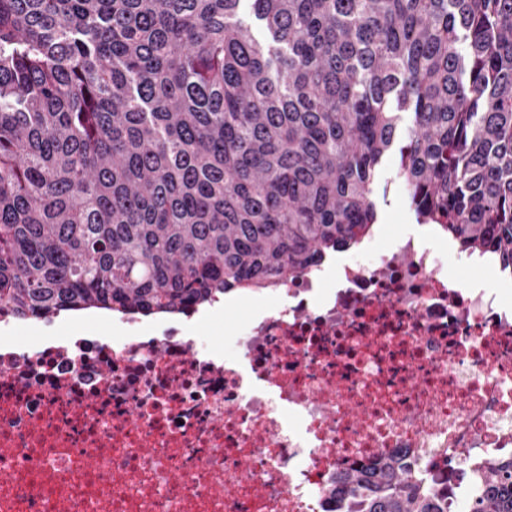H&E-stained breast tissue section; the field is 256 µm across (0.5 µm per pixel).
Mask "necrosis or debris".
I'll return each instance as SVG.
<instances>
[{"instance_id":"necrosis-or-debris-1","label":"necrosis or debris","mask_w":512,"mask_h":512,"mask_svg":"<svg viewBox=\"0 0 512 512\" xmlns=\"http://www.w3.org/2000/svg\"><path fill=\"white\" fill-rule=\"evenodd\" d=\"M281 283L214 351L203 321L0 333V512H336V478L397 457L449 507L512 458V307L400 235Z\"/></svg>"}]
</instances>
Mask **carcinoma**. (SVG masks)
<instances>
[{"label": "carcinoma", "mask_w": 512, "mask_h": 512, "mask_svg": "<svg viewBox=\"0 0 512 512\" xmlns=\"http://www.w3.org/2000/svg\"><path fill=\"white\" fill-rule=\"evenodd\" d=\"M0 0V313L186 314L418 223L512 269V0ZM363 512H448L399 458ZM462 512H512V459Z\"/></svg>", "instance_id": "cac0c4a2"}]
</instances>
